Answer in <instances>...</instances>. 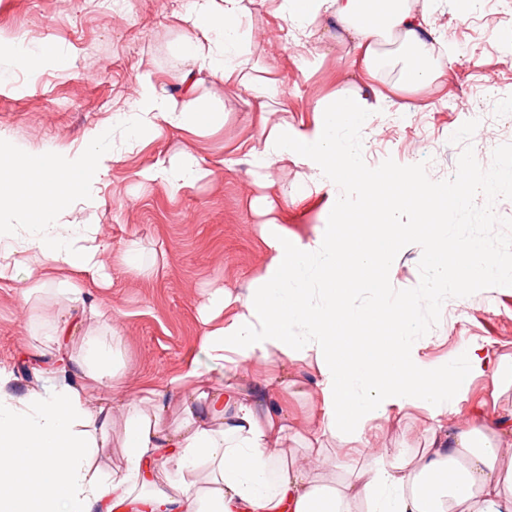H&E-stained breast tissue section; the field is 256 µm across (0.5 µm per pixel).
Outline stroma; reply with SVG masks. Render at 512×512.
I'll use <instances>...</instances> for the list:
<instances>
[{
	"instance_id": "35a3bbf8",
	"label": "stroma",
	"mask_w": 512,
	"mask_h": 512,
	"mask_svg": "<svg viewBox=\"0 0 512 512\" xmlns=\"http://www.w3.org/2000/svg\"><path fill=\"white\" fill-rule=\"evenodd\" d=\"M183 0H0V152H66L81 147L96 129L112 126V115L126 111L149 74L169 95L183 92L179 81L188 63L175 45L185 35L178 16ZM260 19L251 43L254 60L274 69L278 84L268 99L270 117L307 130L314 106L336 89L355 90L346 79L339 52L315 68L303 66L288 25L256 10ZM458 13L453 0H436L431 27L444 36L452 59L448 80L418 98L403 96L399 122L378 113L353 136L373 174L402 169L422 180L450 186L463 177L492 169H512V16L499 15L494 0H480L467 30L451 32ZM56 49L39 70L13 63L17 43ZM210 103L224 114L222 126L203 133L163 129L154 140L119 150L106 179L73 216L99 225L112 249L102 260L112 282L86 290L101 317L79 325L82 333L116 323L123 336L119 363L127 381L166 387L188 367L208 372L202 348L205 307L216 288L235 292L259 275L268 248L260 219L249 199L267 194L279 203L278 223L291 237L308 241L328 210V189L315 183L308 163L297 161L268 170V187L255 185L243 143L259 144L261 129L252 96L204 75L201 85ZM189 154L211 166L212 176L181 189L160 183L138 184L136 174L159 161ZM458 241L480 239L491 254L512 256V182L473 194L467 207L449 211ZM137 243L153 274H127L120 254ZM418 248L403 244L386 270L391 287L417 289L429 272ZM61 307L49 295L24 297L15 283L0 280V363L13 369L10 392L22 394L42 380L53 353L43 332ZM421 355L441 363L460 343L482 344L512 355V269L496 279L438 290L435 301H422ZM211 385L221 373L208 372ZM429 424L425 409L405 410L383 444L420 451Z\"/></svg>"
}]
</instances>
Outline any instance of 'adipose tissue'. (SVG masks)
Wrapping results in <instances>:
<instances>
[{
	"label": "adipose tissue",
	"mask_w": 512,
	"mask_h": 512,
	"mask_svg": "<svg viewBox=\"0 0 512 512\" xmlns=\"http://www.w3.org/2000/svg\"><path fill=\"white\" fill-rule=\"evenodd\" d=\"M256 0H187L180 19L187 33L178 52L191 61L180 80L186 97L166 95L152 76H144L128 111L115 113L111 130L126 142L153 140L163 128L205 132L221 116L195 93L201 72L247 91L255 68L251 35ZM276 14L304 41L300 57L317 66L327 56L323 36L337 30L347 69L361 78L354 95L337 90L317 103L311 131L266 122L260 149H249L264 170L295 159L313 165L332 186V223L302 243L283 235L275 204L260 195L249 208L264 219L269 246L263 274L231 294L216 289L210 298L203 336L210 371L240 374L245 364L277 356L288 364L315 363L319 420L314 441L333 439L364 463L336 486L321 484L319 459L285 458L283 435L292 423L280 392L295 389V378H252L247 389L225 386L202 391V372L190 368L166 388L129 395L124 381L111 377L121 343L116 327L82 337L79 355L71 316H99L87 305L82 280L108 285L102 256L111 244L99 225L62 223L63 213L86 194L91 176L107 175L114 149L111 130L93 131L85 147L68 158L48 150H22L0 156V208L17 223L0 224V279L16 281L21 266L34 264L45 277L34 290L53 293L63 305L47 333L56 363L41 385L23 394L7 393L12 372L0 364V512H512V358L485 346L462 342L441 364L425 361L414 336L415 298L389 293L383 279L365 280L366 270L384 269L397 243H423V261L432 279L424 295L460 282L492 277L512 267L508 257L489 256L483 243H454L447 208L466 207L471 194L493 187L503 175L492 172L463 186L427 183L409 170L376 177L368 173L348 137L382 111L385 95L372 86L393 70L401 95H423L444 83L448 68L434 59L430 33L432 0H274ZM211 168L189 155L158 162L138 172L143 182L192 186L210 177ZM350 183L361 200L352 207L340 185ZM426 212L434 235L423 239L404 216ZM357 221L361 230L343 239L339 224ZM50 271L74 273L75 281L54 287ZM375 295L357 308L360 285ZM69 383L56 384L57 374ZM479 379L490 385L495 413L468 408L446 422ZM108 383L111 397L94 399L90 383ZM179 399L184 417L169 427L164 413ZM430 415L425 449L411 457L378 444L375 433L390 426L406 408ZM125 423L126 466L105 472L94 455L109 438L113 416ZM169 474L167 483L154 479ZM206 484H198L199 473Z\"/></svg>",
	"instance_id": "ef3b65f1"
}]
</instances>
